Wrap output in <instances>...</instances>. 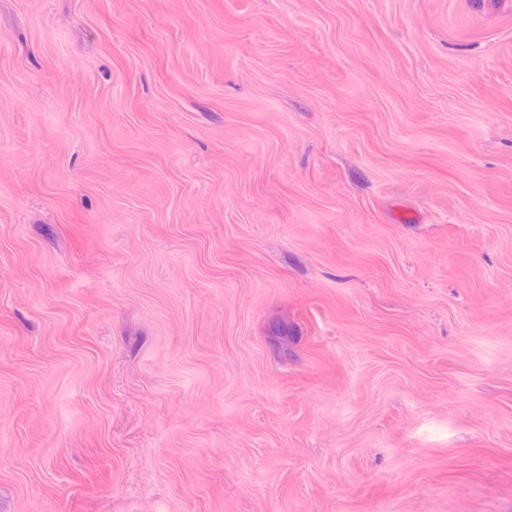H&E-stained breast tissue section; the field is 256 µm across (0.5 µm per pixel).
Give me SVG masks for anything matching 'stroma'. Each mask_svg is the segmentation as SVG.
<instances>
[{"label":"stroma","instance_id":"35a3bbf8","mask_svg":"<svg viewBox=\"0 0 512 512\" xmlns=\"http://www.w3.org/2000/svg\"><path fill=\"white\" fill-rule=\"evenodd\" d=\"M0 512H512V0H0Z\"/></svg>","mask_w":512,"mask_h":512}]
</instances>
